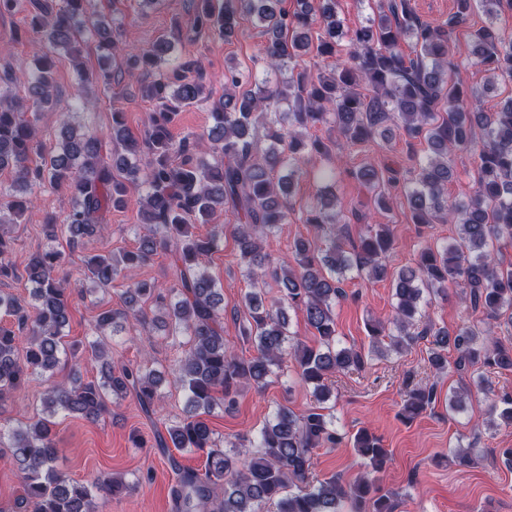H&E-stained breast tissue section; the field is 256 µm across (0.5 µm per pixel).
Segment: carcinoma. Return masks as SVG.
<instances>
[{"mask_svg":"<svg viewBox=\"0 0 512 512\" xmlns=\"http://www.w3.org/2000/svg\"><path fill=\"white\" fill-rule=\"evenodd\" d=\"M280 0H197L185 38H231L239 21L253 19L266 37L261 50L263 77L229 65L224 70V94L213 103L212 124L200 135L176 142L171 125L178 112L210 96L199 60L170 61L168 38L148 49L119 46L105 16L92 0H30L31 21L15 38L35 47L24 95L0 94V171L12 176L0 187V281L17 277L10 259L11 239L5 226L19 221L36 189L49 181L71 196L63 221L53 214L43 219L51 245L33 252L24 267L29 298L0 291V312L12 318L0 325V404L39 376L44 383L41 412L15 427L0 431L8 440L23 494L17 512H104L123 483L100 472L90 481L76 480L56 468L59 452L55 416L64 412L97 421L109 405L132 396L140 409L158 408L165 373L148 361L112 369L104 337L116 332L117 321L132 322L143 332L172 327L171 335L186 339L188 350L174 371L187 393L184 415L156 435L157 447L189 450L206 456L204 471L184 468L170 458L177 477L172 494L175 512H393L389 497L378 494L374 482L361 475L345 483L337 476L314 479V452L334 448L342 436L335 417L323 403L331 396V378L360 372L368 356L339 346L336 301L344 295L349 273L379 279L383 259L394 246L387 224H370L358 244L346 247L331 183L336 168L318 170L324 183L299 217L312 225L321 243L297 239L292 260L270 267L266 242L288 219L294 179L300 164L314 157L331 160L330 144L308 130L331 125L348 145H364L386 137L390 125L402 126L408 137L424 141L425 156L409 172L402 191L416 224L450 223L456 234L445 244H427L414 265L401 268L393 280L394 314L387 321L367 323L370 353L401 356L418 339L433 338L428 363L471 373L476 388L488 394L483 371H512V347L494 340V328H512V266L503 267L492 254L494 244L512 240V95L491 112L480 99L499 84L512 82V28L506 10L512 0H454L448 19L420 21L411 0H375L365 24L344 30L336 16V0H297L289 13ZM487 22L474 30L468 61L482 67L487 82L478 90L457 77L459 64L448 43L474 11ZM94 38L100 51L99 69L81 75L85 84H111V68L155 70L158 76L143 89L154 102L144 137L131 136L124 112L112 109V140L122 145L114 156L101 153L98 135L79 124L63 121L51 153L37 151V112L51 108L56 60L65 55L75 67L83 34ZM411 40L413 54L401 43ZM336 59L328 71L312 73L301 64L311 48ZM286 71L280 80L277 74ZM470 151L474 176L468 190L448 197L454 177L452 155ZM356 178L375 191L376 209L390 211V196L379 190L382 172L372 164L359 168ZM138 195L143 234L132 251L94 254L84 259L82 282L71 286L62 273V253L54 246L66 238L71 247L107 232L104 214L124 207ZM234 216L239 265L251 288L233 306L244 314L238 330L252 353L240 356L224 344V293L205 270L217 242L224 238L221 216ZM208 224L207 235L193 232ZM158 255L169 258L174 283L163 289L145 281L127 284L122 305L97 314L90 323L94 339L83 348L90 362L101 364V377L86 381L75 370L58 380L55 370L66 355L64 338L72 319L71 299L84 284L106 289L125 271ZM271 277L279 296L270 298L264 277ZM455 289L469 303L475 321L454 331L438 328L426 316L432 299ZM151 303L159 316L149 318ZM303 314L315 331L316 344L294 340L289 311ZM296 363L302 381L312 388L316 405L298 414L286 405L258 432L255 451L234 458L218 447L208 417L217 408L231 411L239 390L263 388L283 371L285 357ZM436 399L427 383L407 391L400 417L412 421ZM482 422L490 428L512 425V396L490 398ZM352 447L366 468L376 473L387 461L380 440L358 431ZM483 457L473 446L459 448L454 458L468 466Z\"/></svg>","mask_w":512,"mask_h":512,"instance_id":"carcinoma-1","label":"carcinoma"}]
</instances>
